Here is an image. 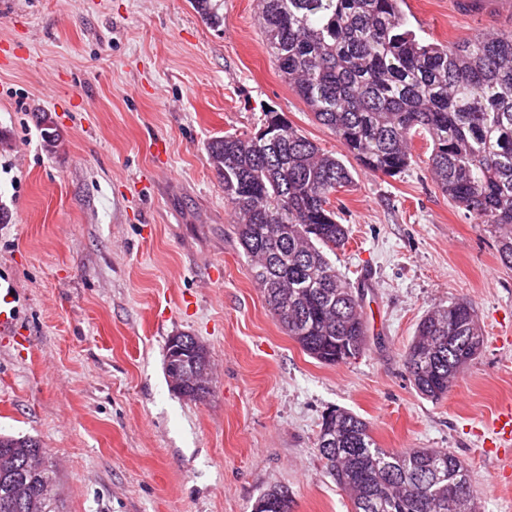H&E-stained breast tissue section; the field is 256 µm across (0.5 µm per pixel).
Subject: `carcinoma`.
<instances>
[{
	"label": "carcinoma",
	"instance_id": "obj_1",
	"mask_svg": "<svg viewBox=\"0 0 512 512\" xmlns=\"http://www.w3.org/2000/svg\"><path fill=\"white\" fill-rule=\"evenodd\" d=\"M212 24V0H192ZM405 0H260L259 22L278 71L315 119L364 169L386 176L411 163V141H431L427 166L438 187L496 238L512 268V31L478 34L462 44L428 43L409 27ZM44 143L56 147L51 117H39ZM261 135L226 134L206 144L224 188L250 274L270 311L308 355L337 364L367 345L360 293L328 253L345 244L346 225L332 198L353 178L343 160L264 113ZM484 334L472 306L453 302L427 314L406 351L415 389L439 400L479 354ZM318 449L355 512H475L477 492L454 455L433 448L389 451L355 414L323 418ZM331 439L325 444L323 440ZM43 455L30 437L0 435V512H56L40 499L52 480L28 461ZM282 498L273 488L256 503Z\"/></svg>",
	"mask_w": 512,
	"mask_h": 512
}]
</instances>
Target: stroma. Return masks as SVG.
<instances>
[{
	"label": "stroma",
	"mask_w": 512,
	"mask_h": 512,
	"mask_svg": "<svg viewBox=\"0 0 512 512\" xmlns=\"http://www.w3.org/2000/svg\"><path fill=\"white\" fill-rule=\"evenodd\" d=\"M215 2L218 27L191 0H0V286L27 339L0 338V435L40 444L58 512H252L272 488L291 512H354L317 447L339 407L381 448L454 454L479 512H512V464L491 453L512 403V269L493 235L437 187L423 137L402 174L364 170L272 64L256 0ZM403 10L429 42L504 28L497 7ZM268 108L354 178L333 200L349 238L330 259L362 294L368 348L345 363L274 318L208 160L211 138L255 133ZM453 301L472 305L484 347L432 400L404 354ZM179 334L208 349L204 400L166 375Z\"/></svg>",
	"instance_id": "35a3bbf8"
}]
</instances>
